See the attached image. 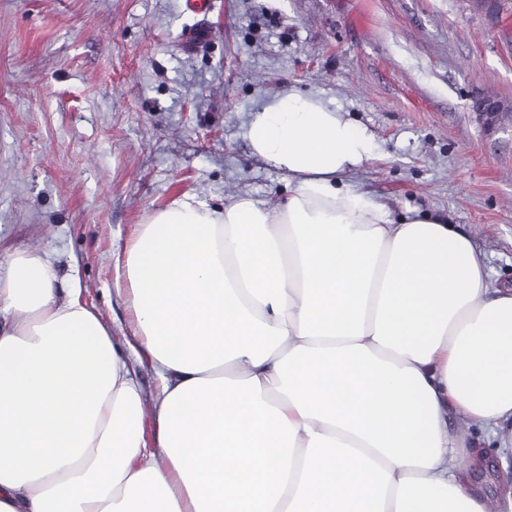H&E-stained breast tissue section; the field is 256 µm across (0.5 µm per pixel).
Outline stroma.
<instances>
[{
  "label": "stroma",
  "mask_w": 512,
  "mask_h": 512,
  "mask_svg": "<svg viewBox=\"0 0 512 512\" xmlns=\"http://www.w3.org/2000/svg\"><path fill=\"white\" fill-rule=\"evenodd\" d=\"M0 0V261L37 251L124 342L114 288L137 224L190 195L283 201L244 125L266 98L322 95L367 128L357 180L394 213L443 216L512 288V14L470 0ZM205 40H194L197 31ZM472 109L482 115L487 124H495L503 112H512L511 99L500 98L499 96L482 95L474 97Z\"/></svg>",
  "instance_id": "stroma-1"
}]
</instances>
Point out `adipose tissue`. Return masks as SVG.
Here are the masks:
<instances>
[{
    "mask_svg": "<svg viewBox=\"0 0 512 512\" xmlns=\"http://www.w3.org/2000/svg\"><path fill=\"white\" fill-rule=\"evenodd\" d=\"M244 138L285 202L139 225L133 356L51 260L0 265V512H487L456 466L487 451L448 417L512 425V291L447 219L364 190L375 138L320 96L267 99ZM136 365L139 370L140 381L144 391V414L147 423H149L153 415V397L159 381L155 371L146 359L143 358V361L140 363L137 362Z\"/></svg>",
    "mask_w": 512,
    "mask_h": 512,
    "instance_id": "ef3b65f1",
    "label": "adipose tissue"
}]
</instances>
